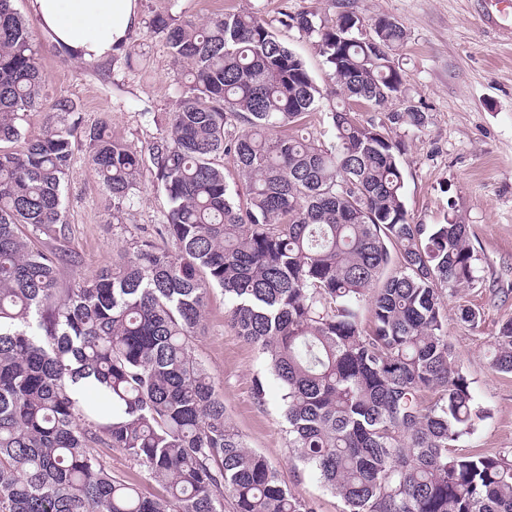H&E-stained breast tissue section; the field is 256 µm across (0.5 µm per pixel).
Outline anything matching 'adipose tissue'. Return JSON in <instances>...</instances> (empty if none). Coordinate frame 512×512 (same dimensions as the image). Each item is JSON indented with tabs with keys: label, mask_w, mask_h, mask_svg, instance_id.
Listing matches in <instances>:
<instances>
[{
	"label": "adipose tissue",
	"mask_w": 512,
	"mask_h": 512,
	"mask_svg": "<svg viewBox=\"0 0 512 512\" xmlns=\"http://www.w3.org/2000/svg\"><path fill=\"white\" fill-rule=\"evenodd\" d=\"M40 28L68 57L100 62L129 43L138 0H31Z\"/></svg>",
	"instance_id": "adipose-tissue-1"
}]
</instances>
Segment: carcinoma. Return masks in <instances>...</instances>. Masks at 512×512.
I'll list each match as a JSON object with an SVG mask.
<instances>
[{
    "label": "carcinoma",
    "instance_id": "1",
    "mask_svg": "<svg viewBox=\"0 0 512 512\" xmlns=\"http://www.w3.org/2000/svg\"><path fill=\"white\" fill-rule=\"evenodd\" d=\"M12 2L0 0V512H314L248 449L195 357L212 288L283 388L293 455L345 512H512V448L453 451L486 413L448 343L443 301L479 281L474 248L465 224L408 221L401 143L344 108L329 147L282 133L322 92L264 18L160 16L155 30L192 75L170 130L147 162L103 124L83 131L113 213L144 175L163 187L160 240L66 279L79 264L62 213L80 115L60 98L52 110L71 122L26 133L42 73ZM342 7L329 24L285 4L281 23L314 39L349 98L383 107L403 93L393 58L406 32L378 17L370 44L366 21ZM388 121L419 129L426 115L414 104ZM491 368L512 374L511 317ZM101 447L160 492L112 473Z\"/></svg>",
    "mask_w": 512,
    "mask_h": 512
}]
</instances>
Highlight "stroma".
Instances as JSON below:
<instances>
[{
    "mask_svg": "<svg viewBox=\"0 0 512 512\" xmlns=\"http://www.w3.org/2000/svg\"><path fill=\"white\" fill-rule=\"evenodd\" d=\"M284 4L330 19L340 11L335 0H139L137 29L127 47L113 53L109 71L102 72L71 60L52 43L35 22L31 0H13L34 39L44 80L42 109L27 116L25 127L37 134L60 124L62 115L51 107L68 98L78 104L83 126L106 123L131 151L147 155L191 80L188 67L155 32L154 19L200 23L224 12L252 11L302 58L324 91L307 130L332 144L329 114L341 98L331 92L329 70L313 40L282 25ZM350 6L367 20H397L407 35L398 58L403 90L426 112L427 122L418 130L389 126L388 133L402 144L410 223L453 219L467 225L477 256L479 283L459 287L446 300L448 340L477 403L488 411L459 449L495 453L512 448V374L495 372L488 363L500 323L512 317V39L486 25L482 0H350ZM129 53L135 66L125 62ZM73 152L64 220L69 247L80 261L72 274L82 277L111 265L118 251L143 233H156L169 204L163 188L148 178L123 214L113 215L83 138L74 139ZM462 305L480 310L478 327L460 321ZM194 352L213 375L226 414L247 447L263 455L315 512H343L342 499L291 453L281 387L265 372L258 349L229 325L221 289L207 297L205 331L196 338Z\"/></svg>",
    "mask_w": 512,
    "mask_h": 512,
    "instance_id": "35a3bbf8",
    "label": "stroma"
}]
</instances>
